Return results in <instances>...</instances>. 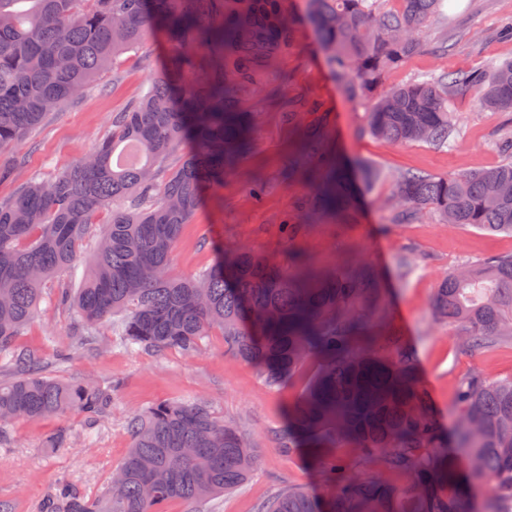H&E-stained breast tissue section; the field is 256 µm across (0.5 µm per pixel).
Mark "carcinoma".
<instances>
[{
  "mask_svg": "<svg viewBox=\"0 0 512 512\" xmlns=\"http://www.w3.org/2000/svg\"><path fill=\"white\" fill-rule=\"evenodd\" d=\"M444 0H307V17L339 79L372 92L389 69L423 48L448 51L423 30ZM148 31L169 43L166 65L125 111L111 135L53 179L32 177L0 198V443L14 421L71 412L96 424L112 391L90 380L45 376L17 336L48 282L78 266L96 216L109 212L79 288L58 282L54 298L74 308L72 335L84 345L97 326L130 348L202 352L224 337V353L279 388L308 360L319 366L278 434L285 453L306 450L326 481L321 493L278 489L258 512H477L464 475L490 479L491 512H512V377L474 373L461 382L453 450L402 338L386 319L367 267L291 264L246 248L208 269L171 275V260L203 190L224 185L248 150L251 113L241 96L264 85L295 31L288 0H0V152L30 143L44 118L87 92ZM512 112V61L409 81L378 98L368 132L390 144L452 146L450 106ZM298 176L314 186L313 215L353 218L354 185L376 170L349 171L322 147V127L300 144ZM512 162L492 169L393 179L399 216L432 213L443 224L512 236ZM466 349L512 339V255L460 266L442 278L430 305ZM132 443L103 494L87 498L67 481L42 512H168L234 490L258 465L259 446L201 400L161 402L126 417ZM378 459L402 477L391 483L353 471V457Z\"/></svg>",
  "mask_w": 512,
  "mask_h": 512,
  "instance_id": "1",
  "label": "carcinoma"
}]
</instances>
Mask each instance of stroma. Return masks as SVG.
Returning <instances> with one entry per match:
<instances>
[{
    "mask_svg": "<svg viewBox=\"0 0 512 512\" xmlns=\"http://www.w3.org/2000/svg\"><path fill=\"white\" fill-rule=\"evenodd\" d=\"M306 0H288L297 29L288 53L273 61L266 88L242 99L253 118L252 149L219 188L206 189L176 245L172 269L181 277L212 266L223 249L247 247L288 264L291 251L283 240L284 219H303L297 246L322 266L348 260L369 266L384 296L389 321L402 334L430 405L445 437L456 433L458 387L473 373L504 378L512 375V339L468 352L454 330L435 322L430 301L439 280L465 262L512 254V237L475 229H451L433 215L413 221L395 218L394 176L417 171L430 175L486 170L512 161L500 149L512 132V112H489L473 96L451 108L456 145L442 151L425 144L390 145L366 130L365 113L375 97L414 79L448 71L479 72L512 59V38L499 34L502 20L512 17V0H450L443 15L425 34L426 40L447 35L444 54L419 52L390 69L365 97L353 96L329 64L306 21ZM168 54L155 34H146L133 51L123 54L95 88L61 111L50 114L24 147V160L12 177L0 181V197L33 176L49 178L65 171L112 131L113 113L138 98ZM329 115V151L354 164L380 171L363 192L354 219L339 223L306 214L311 189L288 176L295 162L293 146L319 112ZM261 180L262 201L251 195ZM53 287H46L34 319L17 339L36 354L44 375L75 382L88 379L114 388L110 415L87 427L77 413L21 421L6 430L0 446V500L14 503V512H41L56 483L68 481L82 495L97 496L109 483L113 468L130 446L125 419L133 411L162 401H206L217 417L239 420L260 446L259 467L235 490L189 506L176 501L169 512H256L278 488L322 487V478L297 453L278 448L276 434L285 412L317 368L309 361L285 386L272 389L256 369L225 355L222 336L205 339L202 353L185 357L175 349L137 351L124 348L108 326H101L96 350L78 347L71 334L76 316L57 305ZM67 435L68 444L45 451L46 434Z\"/></svg>",
    "mask_w": 512,
    "mask_h": 512,
    "instance_id": "stroma-1",
    "label": "stroma"
}]
</instances>
